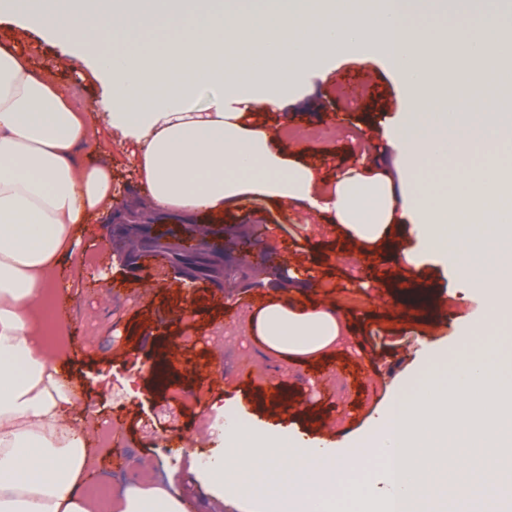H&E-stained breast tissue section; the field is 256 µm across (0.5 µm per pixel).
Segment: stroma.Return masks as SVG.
I'll list each match as a JSON object with an SVG mask.
<instances>
[{
    "mask_svg": "<svg viewBox=\"0 0 512 512\" xmlns=\"http://www.w3.org/2000/svg\"><path fill=\"white\" fill-rule=\"evenodd\" d=\"M0 43L23 52L34 69H57L60 88L74 105L98 112L106 88L85 66L58 70L63 48L34 31L19 32L14 23L0 20ZM407 107L397 74L376 59L361 64L336 59L322 77L301 84L285 110L263 116L267 127L283 131L334 130V137L312 141L282 140L283 153L313 165L321 176H335L358 158L363 144L382 145ZM227 224L263 226L261 240L267 253L287 251L291 260L316 264L317 287L301 295V302L332 306L339 321L352 333L332 361L317 365L287 361L252 338L243 320L259 301L277 295L282 282L265 276L217 295L206 285L193 293L177 288L168 268L148 261L147 278L119 273L115 257L104 244L100 225H83L75 248L86 264L79 280H71L68 265L56 276L71 281L67 302L74 385L83 403L93 405L99 417L120 428L121 446L100 456L92 480L109 478L113 492L144 484L147 472L141 460H151L157 479L171 482L204 507L207 491L196 479L199 463L224 451L212 435L218 411H231L271 431H285L308 441H336L370 431L393 391L415 369L429 365L438 350L456 355L460 346L483 349V336L463 332L484 314V300L457 280L450 262L429 257L412 269L388 256L383 281H376L366 259L343 251L341 227L327 223L301 204L282 205L244 194L226 209ZM414 280L426 286L439 309L431 319L419 317L402 285ZM181 309L192 320L175 319ZM170 350L172 384L155 387L146 363L158 345ZM223 364L224 380L211 381L210 355ZM251 370L259 377L284 385L287 408L264 396L261 386H245L236 375ZM332 401H325L324 393ZM192 433L194 443L177 456L165 444L171 424Z\"/></svg>",
    "mask_w": 512,
    "mask_h": 512,
    "instance_id": "obj_1",
    "label": "stroma"
}]
</instances>
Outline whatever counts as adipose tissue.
Here are the masks:
<instances>
[{
    "mask_svg": "<svg viewBox=\"0 0 512 512\" xmlns=\"http://www.w3.org/2000/svg\"><path fill=\"white\" fill-rule=\"evenodd\" d=\"M192 21L161 48L129 43L101 48L105 33L150 31L180 12ZM0 18L64 44L107 93L99 120L131 148L139 178L166 211L223 213L243 194L303 203L332 214L350 240L382 248L394 230V196L413 226L407 265L449 257L457 277L486 302L475 333L497 334L512 311V113L490 84L512 86V39L494 17L477 30L437 44L426 33L425 0H307L273 22L244 0L198 9L195 0H0ZM380 56L399 73L410 106L371 165L350 167L329 192L302 163L285 158L278 137L249 123L247 111H278L303 74L346 55ZM207 93L205 111L187 106ZM90 115L58 87L52 71L36 72L23 54L0 47V512H187L173 485L134 486L108 500L81 495L92 455L79 397L64 375V355L41 340L40 314L60 291L54 271L75 254L77 225L111 215L119 202L106 162L86 163ZM488 155L457 169L454 188L396 186L394 175L447 169L463 147ZM473 224L486 235L465 254L448 252L449 227ZM249 335L296 362L331 355L342 335L333 309L294 306L274 297L246 319ZM467 430L494 456L512 452V355L492 342L455 359L437 354L407 378L361 438L321 445L273 433L230 416L216 434L225 454L197 475L216 501L247 493L237 474L260 462L268 482L252 493L255 512H332L353 498L350 472L361 461L390 456L379 474L383 497L364 496L373 512L403 500L424 512L438 499L427 478L443 465L466 467L461 451L419 454L420 439ZM496 467L454 484L449 512H502Z\"/></svg>",
    "mask_w": 512,
    "mask_h": 512,
    "instance_id": "ef3b65f1",
    "label": "adipose tissue"
}]
</instances>
